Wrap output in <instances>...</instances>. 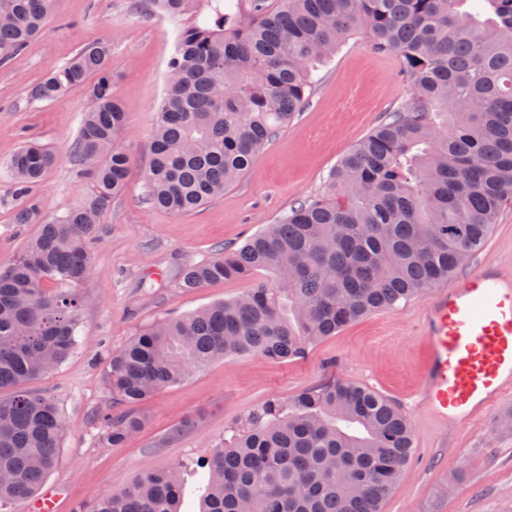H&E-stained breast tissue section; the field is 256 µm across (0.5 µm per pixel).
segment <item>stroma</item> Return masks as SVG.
<instances>
[{
	"label": "stroma",
	"mask_w": 512,
	"mask_h": 512,
	"mask_svg": "<svg viewBox=\"0 0 512 512\" xmlns=\"http://www.w3.org/2000/svg\"><path fill=\"white\" fill-rule=\"evenodd\" d=\"M175 38L174 24L150 13L146 0H51L41 34L17 59L0 65V267L37 230L17 221L27 199L37 202L42 216L53 217L81 205L92 189L71 158L81 119L94 105L90 84L69 87L51 102L34 99V87L100 42L109 48L112 94L125 114L126 189L98 228L86 278L73 288L83 300V347L29 384L55 401L66 424L57 463L44 479L61 492L59 512H76L95 496L128 487L144 469L177 463L187 487L180 512H199L206 482L200 461L252 409L330 378L372 386L401 406L416 390L427 356L416 332L424 301L418 295L350 324L301 358L214 361L141 405L145 427L123 447L100 443L104 416L124 411L107 383L112 352L159 318L198 311L245 288L223 281L186 290L176 281L178 267L223 256L298 202L324 193L339 158L407 94L395 56L373 54L362 38L350 39L315 73L305 108L223 196L173 214L152 205L146 171ZM29 142L51 149L57 161L25 199L16 195L6 163ZM507 413L512 395L463 428H439L409 413L412 457L382 512H512V431L499 424Z\"/></svg>",
	"instance_id": "obj_1"
}]
</instances>
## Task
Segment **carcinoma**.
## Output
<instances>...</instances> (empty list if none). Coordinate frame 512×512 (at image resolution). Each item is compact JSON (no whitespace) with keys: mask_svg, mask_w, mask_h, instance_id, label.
Returning <instances> with one entry per match:
<instances>
[{"mask_svg":"<svg viewBox=\"0 0 512 512\" xmlns=\"http://www.w3.org/2000/svg\"><path fill=\"white\" fill-rule=\"evenodd\" d=\"M149 0L178 39L156 110L147 182L152 204L181 214L224 193L305 106L313 73L353 34L393 54L409 96L344 155L328 191L299 202L241 247L178 272L187 290L249 283L239 296L139 330L108 362L113 399L100 440L120 447L141 427L135 408L209 363L258 354L282 362L378 309H394L452 276L512 201V0ZM50 0H0V64L48 19ZM108 49L93 44L38 83L53 101L93 81L94 106L71 155L93 185L78 207L18 218L36 234L0 269V507L36 496L65 427L28 383L80 344L82 281L101 223L124 188V112L112 97ZM56 162L24 145L7 170L27 194ZM413 447L385 396L330 379L271 399L202 463V512H380ZM176 470H149L79 512H178Z\"/></svg>","mask_w":512,"mask_h":512,"instance_id":"carcinoma-1","label":"carcinoma"}]
</instances>
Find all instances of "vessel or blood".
Instances as JSON below:
<instances>
[{
    "instance_id": "vessel-or-blood-1",
    "label": "vessel or blood",
    "mask_w": 512,
    "mask_h": 512,
    "mask_svg": "<svg viewBox=\"0 0 512 512\" xmlns=\"http://www.w3.org/2000/svg\"><path fill=\"white\" fill-rule=\"evenodd\" d=\"M417 327L428 355L411 409L459 426L490 413L512 391V261L479 260L432 289Z\"/></svg>"
}]
</instances>
